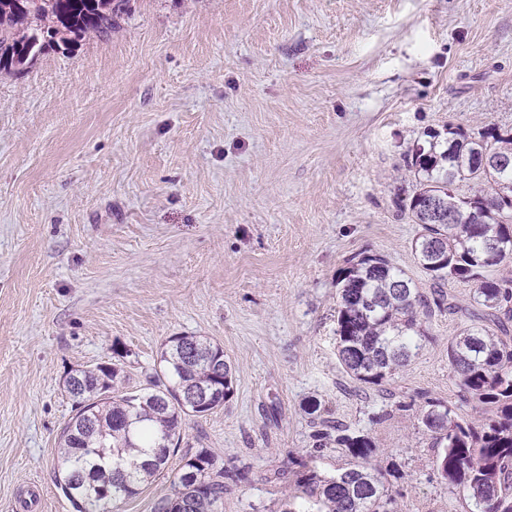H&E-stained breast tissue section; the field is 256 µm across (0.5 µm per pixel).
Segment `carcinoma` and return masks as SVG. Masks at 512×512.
<instances>
[{
	"label": "carcinoma",
	"mask_w": 512,
	"mask_h": 512,
	"mask_svg": "<svg viewBox=\"0 0 512 512\" xmlns=\"http://www.w3.org/2000/svg\"><path fill=\"white\" fill-rule=\"evenodd\" d=\"M131 0H0V72L20 74L49 50L72 54L82 42L103 38L120 26ZM410 161L415 190L405 204L420 226L412 242L418 263L434 287L433 298L380 255L349 260L340 274L336 311L338 359L354 380L380 386L419 354L428 339L425 320L456 309L444 288L453 280L476 285L473 303L481 314L448 344L460 397L480 419L459 416L429 400L421 424L435 436L436 470L461 489L475 512H512V277L499 267L512 249L493 252L487 244L512 245V130L486 126L469 134L459 127L429 132ZM492 155L509 167L481 164ZM436 202L457 215L453 224L429 210ZM224 380V391L205 408L187 393ZM120 360L76 369L65 390L76 414L62 428L56 481L76 512H109L111 502L130 498L162 473L194 417L209 416L233 394L234 373L224 349L202 336H172L150 386L125 387ZM318 447L345 449L347 466L322 475L299 463L295 491L281 512H397L384 473L371 464L373 441L346 428L321 423ZM224 500V469L207 448L186 451L172 479L171 494L155 512H218Z\"/></svg>",
	"instance_id": "obj_1"
}]
</instances>
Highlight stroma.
Masks as SVG:
<instances>
[{"mask_svg":"<svg viewBox=\"0 0 512 512\" xmlns=\"http://www.w3.org/2000/svg\"><path fill=\"white\" fill-rule=\"evenodd\" d=\"M74 54L0 74V512H75L54 477L76 369L122 355L146 386L169 337L234 368L181 449L227 470L222 512H279L319 419L368 434L398 512H470L435 467L424 398L459 396L448 345L474 285L448 283L421 353L382 386L336 355V277L378 254L431 283L402 213L428 131L512 129V0H131ZM320 404L309 415L310 401ZM169 468L114 512H155Z\"/></svg>","mask_w":512,"mask_h":512,"instance_id":"1","label":"stroma"}]
</instances>
